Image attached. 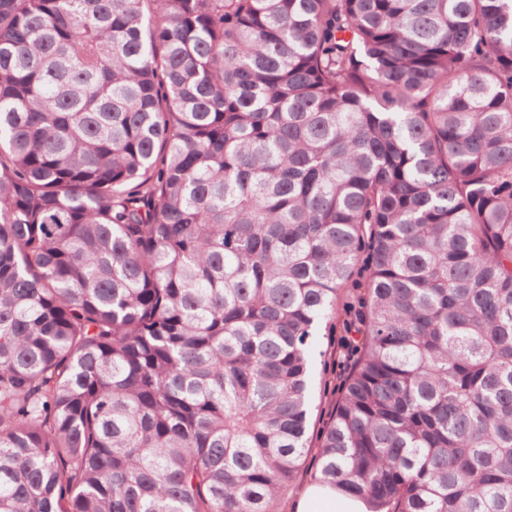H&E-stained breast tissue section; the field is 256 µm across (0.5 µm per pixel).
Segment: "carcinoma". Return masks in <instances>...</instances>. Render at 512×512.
<instances>
[{
  "label": "carcinoma",
  "instance_id": "1",
  "mask_svg": "<svg viewBox=\"0 0 512 512\" xmlns=\"http://www.w3.org/2000/svg\"><path fill=\"white\" fill-rule=\"evenodd\" d=\"M512 512V0H0V512ZM355 287L354 284H349L347 288H342L338 300V308L342 312V317L332 321L331 324L328 323L326 328L323 326L321 336L317 339L316 383L313 389L312 414L309 424L311 447L305 460L300 462L294 479L279 496L274 506L276 512H289L288 505L300 488L314 482V459L317 452L318 435L329 418L342 384L336 381V373L339 372V368L335 366L336 346L333 344L332 338L340 336L338 347L345 356V361L339 363L341 370L345 364L349 365L362 337L360 336L362 324L358 298L364 294L365 288L363 285L359 288V284H356ZM356 301L357 305L349 304L356 303ZM344 308L347 318L342 325ZM343 328L345 335H343ZM292 508L294 510L292 512H370L371 510L362 499L337 489L323 487L317 483L306 486L299 493Z\"/></svg>",
  "mask_w": 512,
  "mask_h": 512
}]
</instances>
